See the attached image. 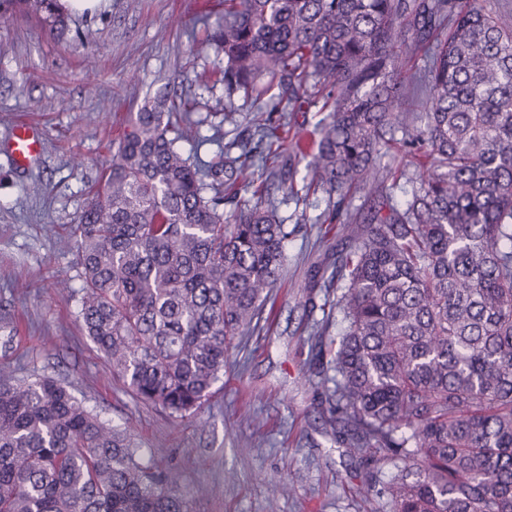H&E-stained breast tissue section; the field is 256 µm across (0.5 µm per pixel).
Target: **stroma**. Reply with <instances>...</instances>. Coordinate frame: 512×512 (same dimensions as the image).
Segmentation results:
<instances>
[{"instance_id": "35a3bbf8", "label": "stroma", "mask_w": 512, "mask_h": 512, "mask_svg": "<svg viewBox=\"0 0 512 512\" xmlns=\"http://www.w3.org/2000/svg\"><path fill=\"white\" fill-rule=\"evenodd\" d=\"M223 13L224 0H96L73 14L64 41L32 16L0 20L9 46L0 54V308L17 324L13 337L0 331V363L20 381L58 380L113 422L133 419L145 455L180 471L191 512H383V500L366 490L364 467L322 426L324 375L300 380L313 323L330 319L333 335L341 328L339 311L306 302L314 268L323 295L342 292L322 240L326 194L298 204L273 191L292 231L287 276L194 415L174 419L138 401L84 335L75 304L54 296L56 282L79 281L65 241L129 113L164 93L197 100L200 116L223 111V85L204 80L218 61L193 50ZM89 57L97 61L92 72ZM90 82L98 97L88 96ZM22 120L38 124L43 141L39 161L24 168L6 148ZM280 477L291 480L292 495L273 497ZM205 485L220 494L196 495Z\"/></svg>"}]
</instances>
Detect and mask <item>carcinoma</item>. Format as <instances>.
<instances>
[{"label":"carcinoma","instance_id":"cac0c4a2","mask_svg":"<svg viewBox=\"0 0 512 512\" xmlns=\"http://www.w3.org/2000/svg\"><path fill=\"white\" fill-rule=\"evenodd\" d=\"M17 12L70 34L66 0H0L1 20ZM195 51L221 57V120L206 139L165 98L129 113L70 233L81 285L57 296L136 398L186 417L283 275L291 232L269 186L321 191L349 242L324 424L367 490L396 469L377 490L389 512H512V28L469 0H224ZM239 99L327 113L301 182L282 125L249 120L252 150L224 141ZM206 142L208 160L181 148ZM0 512H190V495L131 422L0 367Z\"/></svg>","mask_w":512,"mask_h":512}]
</instances>
